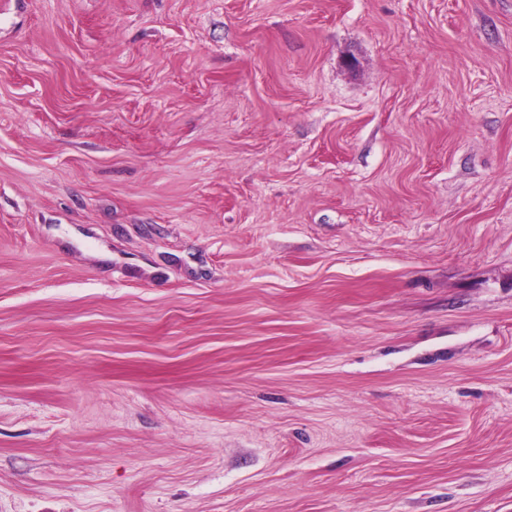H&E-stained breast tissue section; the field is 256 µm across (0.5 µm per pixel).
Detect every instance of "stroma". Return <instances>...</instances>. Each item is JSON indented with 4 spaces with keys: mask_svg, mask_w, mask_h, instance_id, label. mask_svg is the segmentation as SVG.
<instances>
[{
    "mask_svg": "<svg viewBox=\"0 0 512 512\" xmlns=\"http://www.w3.org/2000/svg\"><path fill=\"white\" fill-rule=\"evenodd\" d=\"M0 512H512V0H10Z\"/></svg>",
    "mask_w": 512,
    "mask_h": 512,
    "instance_id": "1",
    "label": "stroma"
}]
</instances>
